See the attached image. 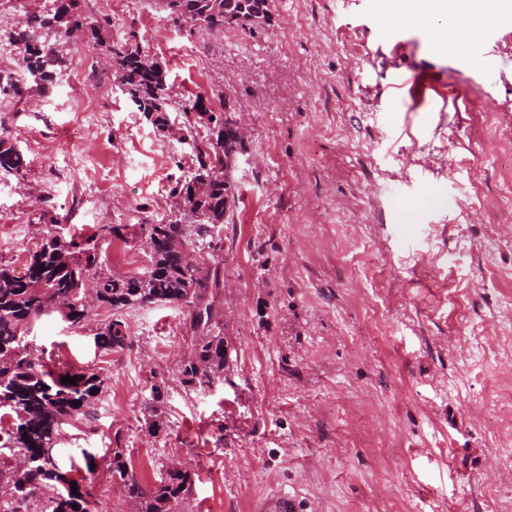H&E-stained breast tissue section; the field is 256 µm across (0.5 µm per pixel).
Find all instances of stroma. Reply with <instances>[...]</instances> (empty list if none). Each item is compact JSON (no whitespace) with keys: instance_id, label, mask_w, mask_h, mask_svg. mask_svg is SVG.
<instances>
[{"instance_id":"35a3bbf8","label":"stroma","mask_w":512,"mask_h":512,"mask_svg":"<svg viewBox=\"0 0 512 512\" xmlns=\"http://www.w3.org/2000/svg\"><path fill=\"white\" fill-rule=\"evenodd\" d=\"M107 39L157 60L172 86L157 125L89 76L0 95L27 166L0 174V263L21 268L43 231L92 233L103 254L143 253L195 152L186 104L231 108L249 129L233 220L215 240V309L229 362L201 391L180 383L189 332L172 304L124 313L127 344L99 349L104 312H52L28 339L51 368L103 370L99 431L57 460L96 456L82 485L99 512L105 449L147 457L153 483L187 471L181 512H255L285 492L297 512H505L512 506V0L473 38L398 0H270L269 25L214 34L153 0L106 11ZM435 72L424 96L403 82ZM160 386L161 433L145 405Z\"/></svg>"}]
</instances>
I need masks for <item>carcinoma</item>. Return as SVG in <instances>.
I'll return each mask as SVG.
<instances>
[{"label": "carcinoma", "instance_id": "1", "mask_svg": "<svg viewBox=\"0 0 512 512\" xmlns=\"http://www.w3.org/2000/svg\"><path fill=\"white\" fill-rule=\"evenodd\" d=\"M50 7L26 15L25 22L9 36L25 73H39L38 89L61 78L69 68L64 39L83 32L88 40L104 47L109 68L117 74L125 93L139 111L162 125L166 121L170 84L156 62H147L138 47L105 41L103 23L83 15L80 0H49ZM178 24L203 27L222 33L227 27L253 32L270 20L269 0H155ZM199 117L187 129L206 120L208 139L197 149L195 171L177 182L173 193L178 215L158 224L140 225L150 240V268L139 274L114 275L99 272L101 256L98 233L65 239L54 228L44 233L28 251L22 271L0 264V451L20 457L15 466L0 467V484L8 499L0 512H89V501L77 486L72 493L77 463L63 471L56 462L57 445L64 427L85 437L96 434L95 406L108 388L107 374L95 369L66 367L52 370L32 357L24 335L28 326L51 308L66 302L63 312L73 327L82 326L89 310L84 304L85 280L92 278L98 306L108 313L94 336L104 351L126 345L122 312L147 304H176L192 331L190 355L179 369L187 390H201L224 377L226 362L224 327L216 319L212 298L222 287L223 274L216 255L201 268L185 257L192 245L188 228L204 240L212 230L233 216L237 189L229 181L231 163L245 150L237 135L236 116L207 109L202 100L185 108V115ZM25 162L15 144L0 134V171L18 173ZM71 376L76 384L62 383ZM161 390L154 386L147 403L149 432L161 430L157 403ZM107 471L112 482L124 488L134 501L135 512H175L174 506L191 495L188 472L172 470L157 484H147L136 475L122 448L107 449Z\"/></svg>", "mask_w": 512, "mask_h": 512}]
</instances>
